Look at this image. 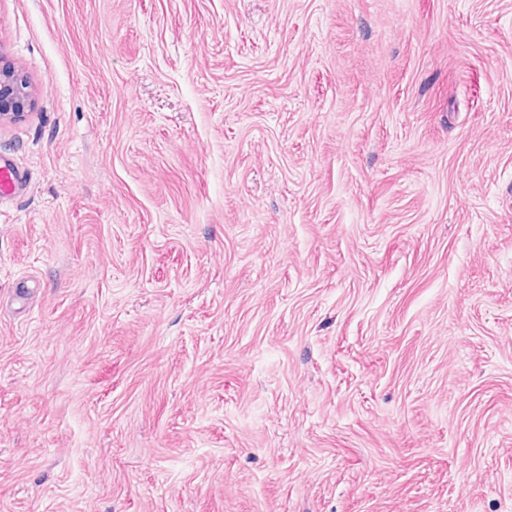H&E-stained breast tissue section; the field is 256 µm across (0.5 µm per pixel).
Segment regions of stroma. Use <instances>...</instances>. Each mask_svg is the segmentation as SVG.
<instances>
[{
	"label": "stroma",
	"mask_w": 512,
	"mask_h": 512,
	"mask_svg": "<svg viewBox=\"0 0 512 512\" xmlns=\"http://www.w3.org/2000/svg\"><path fill=\"white\" fill-rule=\"evenodd\" d=\"M0 512H512V0H0ZM26 78H21L14 70L0 67V122L15 120L28 106L30 95Z\"/></svg>",
	"instance_id": "1"
}]
</instances>
